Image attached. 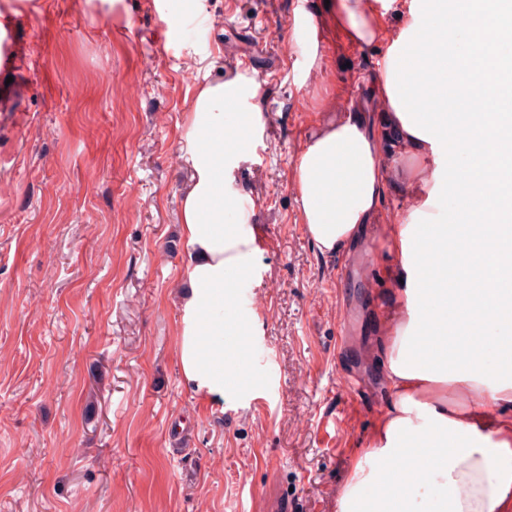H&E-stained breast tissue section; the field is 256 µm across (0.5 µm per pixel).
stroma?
I'll list each match as a JSON object with an SVG mask.
<instances>
[{
  "instance_id": "1",
  "label": "stroma",
  "mask_w": 512,
  "mask_h": 512,
  "mask_svg": "<svg viewBox=\"0 0 512 512\" xmlns=\"http://www.w3.org/2000/svg\"><path fill=\"white\" fill-rule=\"evenodd\" d=\"M324 0H0L27 68L0 64V512H336L347 457L318 438L345 380L356 447L391 402L380 366L394 283L374 227L333 256L299 220L292 158L324 101L366 98L375 49L336 41L307 71L296 24ZM181 27L179 42L168 29ZM258 78L233 159L228 220L257 239L239 285L260 327L259 379L218 404L189 389L177 350L202 84Z\"/></svg>"
}]
</instances>
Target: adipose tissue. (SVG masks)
I'll use <instances>...</instances> for the list:
<instances>
[{"mask_svg":"<svg viewBox=\"0 0 512 512\" xmlns=\"http://www.w3.org/2000/svg\"><path fill=\"white\" fill-rule=\"evenodd\" d=\"M319 27L309 68L324 60L328 32L375 47L372 98L382 110L326 116L294 155L291 186L308 237L321 254H336L381 222L389 192L415 200L411 223L385 226L384 276L398 284L382 351L393 398L353 449L336 512H512V279L495 273L512 229L482 220L505 192L495 160L512 107H498L492 92L499 59L512 56V0H330ZM425 27L443 41L417 47ZM476 84L491 95L470 98L473 119L448 111V93ZM255 86L207 83L190 116L197 147L180 213L178 356L187 387L218 401L257 383L241 351L258 314L239 308L236 292L254 275L257 246L226 222L224 199L228 157L249 147L224 111ZM442 199L454 204L447 220L429 222L426 207ZM430 239L445 256L431 272L416 260Z\"/></svg>","mask_w":512,"mask_h":512,"instance_id":"adipose-tissue-1","label":"adipose tissue"}]
</instances>
